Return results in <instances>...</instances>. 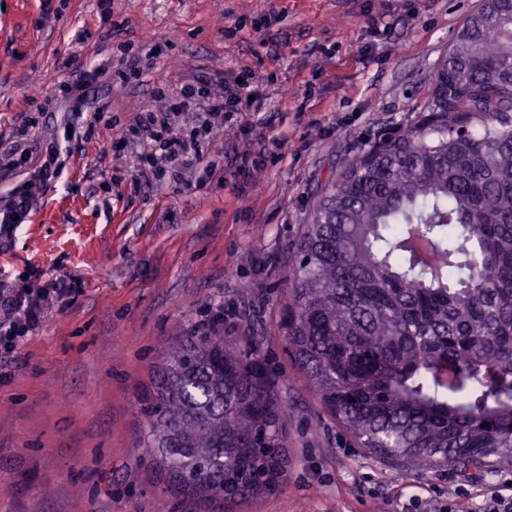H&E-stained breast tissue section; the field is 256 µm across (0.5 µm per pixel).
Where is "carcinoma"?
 Segmentation results:
<instances>
[{"instance_id": "1", "label": "carcinoma", "mask_w": 512, "mask_h": 512, "mask_svg": "<svg viewBox=\"0 0 512 512\" xmlns=\"http://www.w3.org/2000/svg\"><path fill=\"white\" fill-rule=\"evenodd\" d=\"M420 123L350 160L302 225L284 329L322 405L397 472L512 466V0H483ZM163 491L273 495L286 406L257 346L170 338L138 397Z\"/></svg>"}]
</instances>
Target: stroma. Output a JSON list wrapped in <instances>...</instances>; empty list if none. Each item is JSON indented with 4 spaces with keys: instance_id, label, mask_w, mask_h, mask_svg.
<instances>
[{
    "instance_id": "stroma-1",
    "label": "stroma",
    "mask_w": 512,
    "mask_h": 512,
    "mask_svg": "<svg viewBox=\"0 0 512 512\" xmlns=\"http://www.w3.org/2000/svg\"><path fill=\"white\" fill-rule=\"evenodd\" d=\"M481 0H0V168L12 135L52 138L77 69L101 74L62 173L0 243V283L65 279L33 335L0 345V512H210L163 497L139 443L137 396L169 337L251 339L287 406L280 491L224 512H444L512 468L396 473L321 406L288 351L284 272L331 178L404 132ZM152 46V57L142 49ZM240 78L262 94L197 143L183 181L122 136L181 85ZM153 166L143 179L140 167Z\"/></svg>"
}]
</instances>
